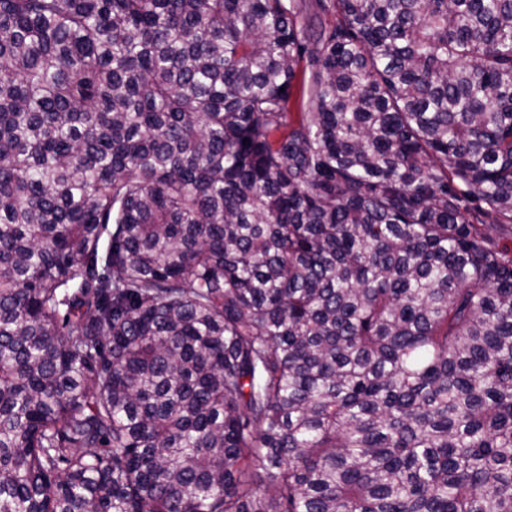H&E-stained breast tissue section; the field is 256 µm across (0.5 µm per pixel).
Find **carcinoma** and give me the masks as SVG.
<instances>
[{"label":"carcinoma","instance_id":"1","mask_svg":"<svg viewBox=\"0 0 512 512\" xmlns=\"http://www.w3.org/2000/svg\"><path fill=\"white\" fill-rule=\"evenodd\" d=\"M333 7L0 0V512H512V0ZM298 8L300 14L297 17L298 24L305 26L308 18L317 16L321 20L322 24L330 29L336 24V13L330 8L329 11L323 12L316 0H299Z\"/></svg>","mask_w":512,"mask_h":512}]
</instances>
